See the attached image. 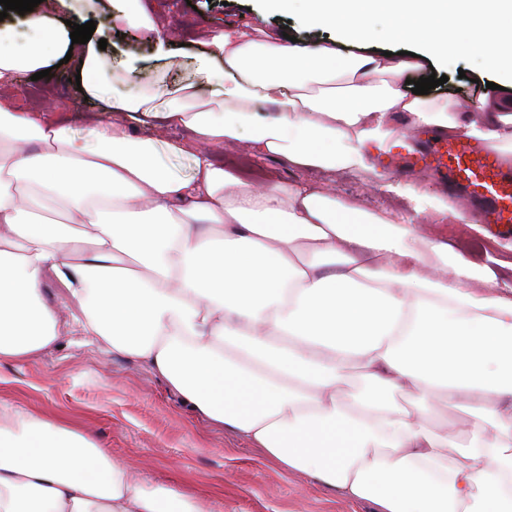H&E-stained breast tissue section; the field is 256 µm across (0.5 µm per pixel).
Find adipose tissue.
<instances>
[{
  "instance_id": "adipose-tissue-1",
  "label": "adipose tissue",
  "mask_w": 512,
  "mask_h": 512,
  "mask_svg": "<svg viewBox=\"0 0 512 512\" xmlns=\"http://www.w3.org/2000/svg\"><path fill=\"white\" fill-rule=\"evenodd\" d=\"M0 22V364L55 345L66 290L71 320L113 354L147 365L189 410L353 504L375 512H512V263L478 264L391 209L368 210L312 182L256 184L208 147L245 142L298 169L371 173L366 148L388 146L392 116L460 130L512 155V104L471 113L410 98L412 56L303 47L259 27L212 31L188 66L212 87L153 81L132 96L97 39L76 44L53 0ZM350 41L388 36L440 59L477 47L512 72V0H266ZM117 19L153 34L141 0ZM39 32L24 49L15 30ZM72 56L81 88L110 122L75 133L4 99L18 76ZM273 107L270 117L256 107ZM160 118L189 138L158 148L128 121ZM192 159L171 175L160 152ZM55 204L63 223L43 218ZM97 227L82 247L77 227ZM461 407L458 434L436 425ZM0 512H215L211 501L136 477L88 433L62 420L0 410Z\"/></svg>"
}]
</instances>
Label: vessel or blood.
<instances>
[{
    "label": "vessel or blood",
    "mask_w": 512,
    "mask_h": 512,
    "mask_svg": "<svg viewBox=\"0 0 512 512\" xmlns=\"http://www.w3.org/2000/svg\"><path fill=\"white\" fill-rule=\"evenodd\" d=\"M387 153L390 172L433 175L458 194L462 207H475L479 223L512 234V163L504 161L486 140L427 128L400 133Z\"/></svg>",
    "instance_id": "obj_1"
}]
</instances>
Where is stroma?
I'll return each instance as SVG.
<instances>
[{
    "label": "stroma",
    "instance_id": "35a3bbf8",
    "mask_svg": "<svg viewBox=\"0 0 512 512\" xmlns=\"http://www.w3.org/2000/svg\"><path fill=\"white\" fill-rule=\"evenodd\" d=\"M97 23L105 29L107 48L114 58L133 52L141 61L124 82L120 93L140 91L154 74L148 33L113 26L110 0H96ZM158 20L173 46L174 57L201 52L206 35L228 25L264 26L287 32L299 44L314 48L327 45L347 53L352 44L337 31H324L288 12H266L261 0H142ZM436 74L446 76L443 85L429 93L439 102L459 103L481 97L487 83L503 84L498 70H477L472 52L451 63L434 61L432 66L410 72L409 83ZM72 63L52 68L48 77L19 78L11 91L15 109L35 106L81 131L96 112L94 101L84 100L73 89ZM212 154L249 180L268 184L312 179L336 196L353 199L365 208L394 203L374 181L344 174L310 173L280 157L257 156L245 144L212 147ZM422 232L456 244L468 258L483 262L494 257L512 262L507 236L488 237L469 225L430 211L422 217ZM20 410L36 417L58 416L95 436L113 457L135 466L154 483L176 484L184 489L216 498V512H373L371 504H352L335 497L299 474L280 469L249 444L196 417L145 365L81 341L76 331L66 333L59 344L31 360L0 367V407Z\"/></svg>",
    "mask_w": 512,
    "mask_h": 512
}]
</instances>
